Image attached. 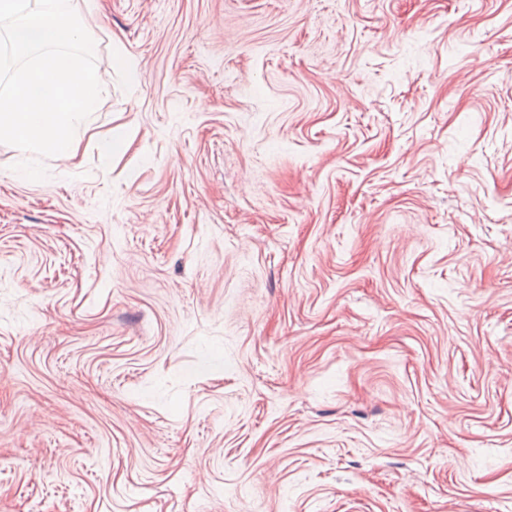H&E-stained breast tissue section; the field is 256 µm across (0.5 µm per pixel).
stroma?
Wrapping results in <instances>:
<instances>
[{"label":"stroma","instance_id":"1","mask_svg":"<svg viewBox=\"0 0 512 512\" xmlns=\"http://www.w3.org/2000/svg\"><path fill=\"white\" fill-rule=\"evenodd\" d=\"M70 5L76 157L0 143V512H512V0Z\"/></svg>","mask_w":512,"mask_h":512}]
</instances>
